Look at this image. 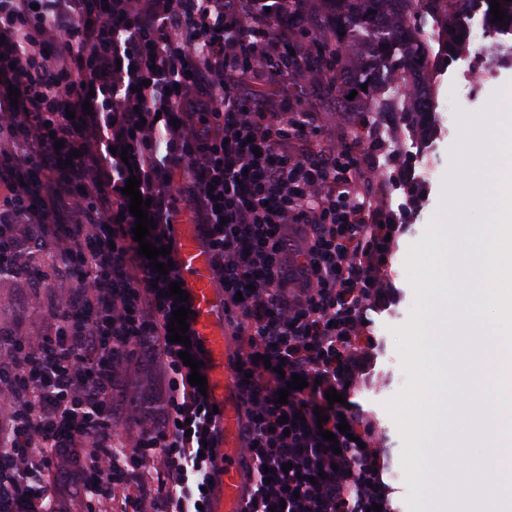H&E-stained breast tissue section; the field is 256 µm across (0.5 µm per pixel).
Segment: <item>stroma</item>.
I'll return each mask as SVG.
<instances>
[{"instance_id":"1","label":"stroma","mask_w":512,"mask_h":512,"mask_svg":"<svg viewBox=\"0 0 512 512\" xmlns=\"http://www.w3.org/2000/svg\"><path fill=\"white\" fill-rule=\"evenodd\" d=\"M468 52L452 60H435L429 74L434 81V106L431 119L435 136L423 152L438 170L435 179L425 181L426 194L415 218L399 237L394 249L390 278L397 289L396 301L387 309L369 312L370 334L367 338L369 362L367 374L350 389L347 399L358 406L365 420L372 424L371 442L384 462L383 480L391 494L393 512H423L422 503L412 502L413 490L406 482L402 466L404 440L400 429L385 407L409 380L397 348L396 329L407 324L414 306V290L409 281L407 257L418 241L429 238L428 224L446 220L457 224H479L484 219L481 207L468 204L480 175L478 157L469 156L466 144L472 134L487 128L488 115L501 90L512 83V54L492 51V38L480 29L466 34ZM302 107L315 117L318 133L307 140V147L322 151L336 145L339 137H352V128L340 118L347 104L323 90L319 81H311L301 96ZM370 121L380 122L384 148L378 152L379 171L390 174L392 150L401 147L414 151L410 137L395 139L384 125L385 113L396 111L392 97L379 93L363 97L358 105ZM57 290L53 281L44 288H5L0 307V322L22 336H39L49 331L48 314ZM119 405L137 404V411L123 414L120 429L132 431L148 423L162 408L160 369L151 355H134L131 365L116 391Z\"/></svg>"}]
</instances>
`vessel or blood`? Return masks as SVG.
<instances>
[{
	"label": "vessel or blood",
	"instance_id": "vessel-or-blood-1",
	"mask_svg": "<svg viewBox=\"0 0 512 512\" xmlns=\"http://www.w3.org/2000/svg\"><path fill=\"white\" fill-rule=\"evenodd\" d=\"M173 262L189 298L187 318L190 334L200 344L213 400L222 410L224 451L216 461L219 470L213 493V512H241L243 501V455L240 424L242 411L235 396L229 364V340L224 334L221 297L213 286L209 252L200 243L184 216L171 226Z\"/></svg>",
	"mask_w": 512,
	"mask_h": 512
}]
</instances>
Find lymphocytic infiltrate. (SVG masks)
I'll list each match as a JSON object with an SVG mask.
<instances>
[{"label": "lymphocytic infiltrate", "mask_w": 512, "mask_h": 512, "mask_svg": "<svg viewBox=\"0 0 512 512\" xmlns=\"http://www.w3.org/2000/svg\"><path fill=\"white\" fill-rule=\"evenodd\" d=\"M306 32L302 6L287 0H0V213L23 214L41 243L68 244L78 280L71 319L50 312L40 343L0 335L11 346L0 363V512H71L40 477L75 475L86 500L109 499L156 459L162 478L131 498L134 512H212L218 416L188 380L183 344L168 339L177 275L138 253L122 193L133 176L151 202V237L167 238L176 202L194 213L224 291L241 347L244 512L376 502L392 512L375 450L357 444L361 411L331 409L321 423L312 404L360 378L365 322L390 295L387 259L422 191L410 156L376 177L377 126L358 121L350 140L306 152L310 114L250 95L247 75L281 77V95L295 96L311 74L282 47ZM184 162L191 185L177 189ZM393 188L405 210L387 205ZM141 351L160 355L165 409L127 445L113 431V393ZM293 375L306 386L279 403Z\"/></svg>", "instance_id": "obj_1"}]
</instances>
